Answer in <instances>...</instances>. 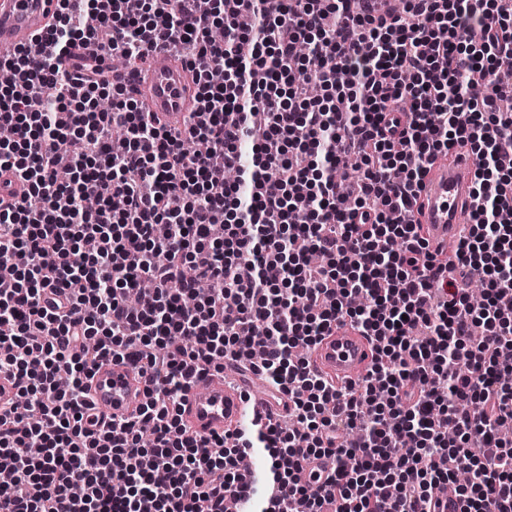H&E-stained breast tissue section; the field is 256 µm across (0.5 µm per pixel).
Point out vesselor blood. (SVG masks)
Here are the masks:
<instances>
[{"instance_id": "1", "label": "vessel or blood", "mask_w": 512, "mask_h": 512, "mask_svg": "<svg viewBox=\"0 0 512 512\" xmlns=\"http://www.w3.org/2000/svg\"><path fill=\"white\" fill-rule=\"evenodd\" d=\"M56 0H0V50L29 43L45 29ZM116 81L135 83L147 111L158 113L171 128L180 127L195 109V93L184 68L169 53L153 50L137 70L115 73ZM474 159L465 155L453 164L439 165L424 182L421 221L430 231L433 246L455 241L472 206ZM315 369L336 381H355L365 376L372 362V344L349 323L332 327L312 352ZM145 386L133 368L123 361L103 360L90 382V399L104 421L128 417L143 402ZM288 408L287 397L255 387L243 390L231 378L212 372L197 374L179 398L181 417L190 431L209 438L237 425L245 413L265 417Z\"/></svg>"}]
</instances>
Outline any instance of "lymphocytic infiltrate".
Returning <instances> with one entry per match:
<instances>
[{
	"label": "lymphocytic infiltrate",
	"instance_id": "lymphocytic-infiltrate-1",
	"mask_svg": "<svg viewBox=\"0 0 512 512\" xmlns=\"http://www.w3.org/2000/svg\"><path fill=\"white\" fill-rule=\"evenodd\" d=\"M86 43L97 52L76 78L68 61ZM46 48L56 64L34 67ZM152 49L194 72L184 130L110 77V58ZM511 53L504 0H406L383 18L354 0H210L203 14L195 0H57L46 31L0 57L15 74L0 86L13 130L0 175L22 188L0 197V372L22 397L0 412V512H440L461 469L465 512H512V85L495 69ZM258 130L277 152L237 166ZM197 137L208 155L187 151ZM461 146L475 206L450 260L409 215L429 167ZM353 156L350 204L336 169ZM453 264L482 280V306ZM340 321L376 343L348 387L307 356ZM107 356L147 394L105 426L84 397ZM228 357L287 394L289 424L187 430L183 389ZM27 443L40 455L20 456ZM258 449L263 472L242 471ZM304 457L330 466L303 472Z\"/></svg>",
	"mask_w": 512,
	"mask_h": 512
}]
</instances>
